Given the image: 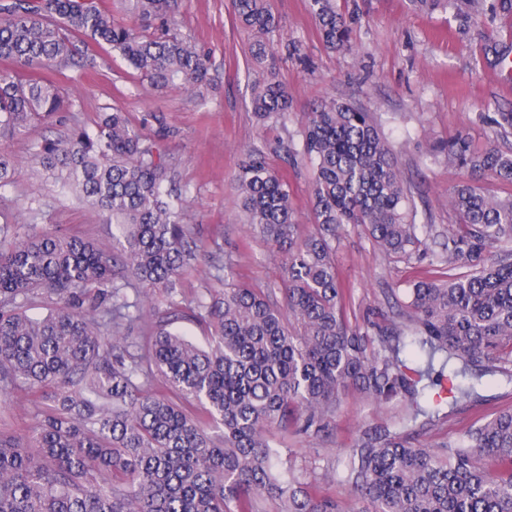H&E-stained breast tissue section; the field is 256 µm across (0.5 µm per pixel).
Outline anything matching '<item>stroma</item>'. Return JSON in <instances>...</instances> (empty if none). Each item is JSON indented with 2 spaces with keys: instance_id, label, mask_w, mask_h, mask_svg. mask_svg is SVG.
Wrapping results in <instances>:
<instances>
[{
  "instance_id": "obj_1",
  "label": "stroma",
  "mask_w": 512,
  "mask_h": 512,
  "mask_svg": "<svg viewBox=\"0 0 512 512\" xmlns=\"http://www.w3.org/2000/svg\"><path fill=\"white\" fill-rule=\"evenodd\" d=\"M267 3L278 29L272 58L260 59L254 53L259 36L235 21L231 0H185L172 29L208 53L211 63L206 85L194 92L151 86L107 47L96 49L95 68L63 69L55 80L72 104L70 112L0 146L22 166L15 186L0 194V216L111 249V226L76 195L36 178L34 153L42 141L65 135L71 126L94 130L102 113L114 108L126 112L132 125L151 137L156 125L144 117L156 113L170 129L159 147L179 185L188 191L184 221L200 250L230 255L238 281L280 288L281 256L273 244L246 231L235 177L245 152L253 149L262 151L274 167H283L288 150L301 142L306 112L336 98L370 112L389 139L418 223L440 228L454 223L448 194L465 174L450 165L447 152L437 146L463 131L475 150L512 148V138H496L487 120L497 109L512 108V75L484 52L491 42L512 40V17H498L463 34L448 11L415 13L407 0H337L340 10L353 19V33L351 50L335 53L323 43L307 0ZM272 74L291 102L283 123L261 121L253 110L257 91ZM288 182L297 233L304 236L315 228L309 169L289 168ZM336 268L341 283L352 290L349 316L369 314L383 326L398 321L396 292L415 279L440 274L430 256L406 261L374 249L356 226L347 227L336 242ZM177 291L178 317H170L167 304H159L132 333L139 347H146L163 323L199 346L208 345L210 332L195 317L197 301L221 296L223 281L197 262L184 270ZM478 392V401L461 402L447 418L417 429L415 444L456 437L512 406V384L502 375L484 377ZM48 407L39 394L23 388L0 392V434L26 436ZM399 410L397 403L380 405L348 393L327 437H285L283 455L309 481L324 483L328 459L344 456L362 431L385 425Z\"/></svg>"
}]
</instances>
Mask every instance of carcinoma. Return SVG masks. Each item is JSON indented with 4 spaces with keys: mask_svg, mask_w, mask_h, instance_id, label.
I'll use <instances>...</instances> for the list:
<instances>
[{
    "mask_svg": "<svg viewBox=\"0 0 512 512\" xmlns=\"http://www.w3.org/2000/svg\"><path fill=\"white\" fill-rule=\"evenodd\" d=\"M182 0H129L127 11L157 20L142 35L97 0H3L0 3V141L26 135L70 110L46 71L75 56L96 65L89 45H107L160 88L194 90L207 58L171 32ZM420 13L453 12L459 30L512 15V0H408ZM235 19L270 39L278 27L264 0H231ZM324 43L350 47L351 26L336 0H308ZM263 121L288 118V95L270 77L253 100ZM512 135V111L490 119ZM301 146L288 160L311 168L315 232L297 234L288 177L263 153L239 164L236 187L250 232L273 243L285 276L275 291L225 283L224 295L198 301L211 329L200 347L166 328L147 353L131 331L149 288L173 300L197 244L183 223L185 193L172 195V172L155 140L126 113L103 114L97 128L73 127L35 153L42 174L78 193L112 225L118 252L75 236L0 224V388L50 392L52 404L24 438L0 434V512H348L288 466L272 430L328 434L345 392L379 403L404 402L393 427L366 431L340 471L365 512H512V408L459 436L414 445L401 423L447 417L475 394L470 365L485 372L512 365V194L490 193L491 176L512 185V149L472 148L467 134L448 137V162L470 178L448 197L457 223L443 233L417 223L385 134L370 114L332 99L307 114ZM19 167L0 151V192ZM361 226L385 254L410 259L427 241L443 266L398 301L402 327L379 329L381 347L350 321L336 273V236ZM491 244L498 246L487 254ZM134 290L129 298L124 289ZM56 300L32 318L35 294ZM162 388L147 383L155 375ZM198 403L222 428L212 435L171 395Z\"/></svg>",
    "mask_w": 512,
    "mask_h": 512,
    "instance_id": "cac0c4a2",
    "label": "carcinoma"
}]
</instances>
